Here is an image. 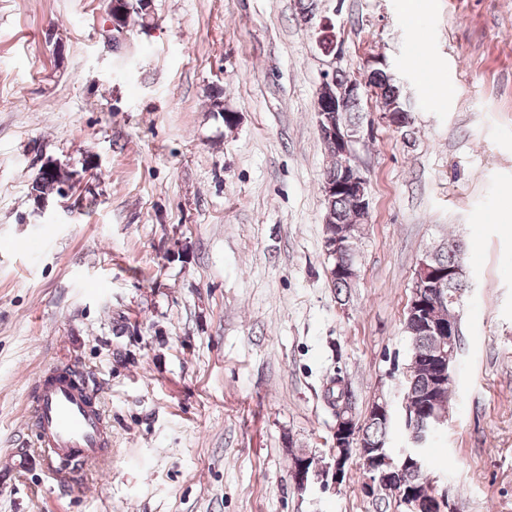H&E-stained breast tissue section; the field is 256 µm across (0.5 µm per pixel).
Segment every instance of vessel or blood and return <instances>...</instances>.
I'll use <instances>...</instances> for the list:
<instances>
[{
  "label": "vessel or blood",
  "instance_id": "1",
  "mask_svg": "<svg viewBox=\"0 0 512 512\" xmlns=\"http://www.w3.org/2000/svg\"><path fill=\"white\" fill-rule=\"evenodd\" d=\"M29 422L34 442L47 462L68 460L70 472L60 483L73 485L88 466L105 465L110 455L101 391L73 366L45 372L32 396Z\"/></svg>",
  "mask_w": 512,
  "mask_h": 512
}]
</instances>
